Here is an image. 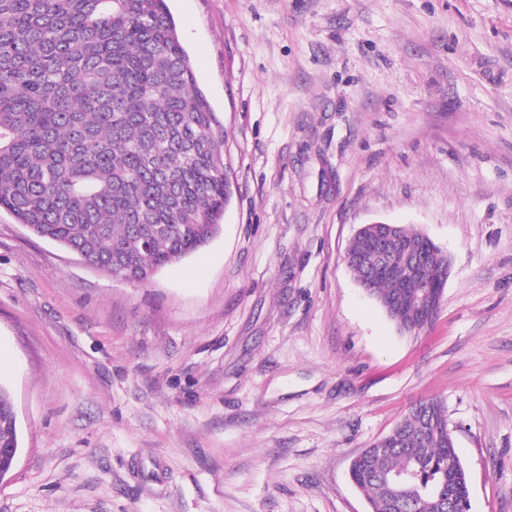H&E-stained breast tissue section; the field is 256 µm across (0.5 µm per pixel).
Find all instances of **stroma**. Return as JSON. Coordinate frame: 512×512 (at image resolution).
<instances>
[{
    "mask_svg": "<svg viewBox=\"0 0 512 512\" xmlns=\"http://www.w3.org/2000/svg\"><path fill=\"white\" fill-rule=\"evenodd\" d=\"M226 133L209 244L144 282L0 212V512H369L352 459L441 400L468 512H512V0H168ZM451 259L401 333L362 225ZM372 234L371 233H364V234H357V236L353 239L348 252L349 254H352L354 256H359L363 260L359 264L352 265L350 268L355 273L357 279L356 280L354 274L353 277L355 281L361 286L362 288H365V280H366V271L372 267L374 261V251H373V244H372ZM350 270V271H351ZM12 408L8 391L0 386V455L1 451L7 454L14 466L18 456L15 448L20 450V438L17 419L14 418ZM14 410L15 408H13Z\"/></svg>",
    "mask_w": 512,
    "mask_h": 512,
    "instance_id": "35a3bbf8",
    "label": "stroma"
}]
</instances>
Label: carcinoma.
<instances>
[{
    "instance_id": "carcinoma-1",
    "label": "carcinoma",
    "mask_w": 512,
    "mask_h": 512,
    "mask_svg": "<svg viewBox=\"0 0 512 512\" xmlns=\"http://www.w3.org/2000/svg\"><path fill=\"white\" fill-rule=\"evenodd\" d=\"M224 130L197 84L167 0H0V210L110 276L146 281L208 244L230 201ZM348 253L360 283L372 234ZM366 292L402 333L421 310L390 251ZM443 286L448 260L425 268ZM392 447L360 453L369 512H448L469 494L444 404L413 405ZM0 447L20 438L0 386ZM410 477L397 483L394 474Z\"/></svg>"
}]
</instances>
